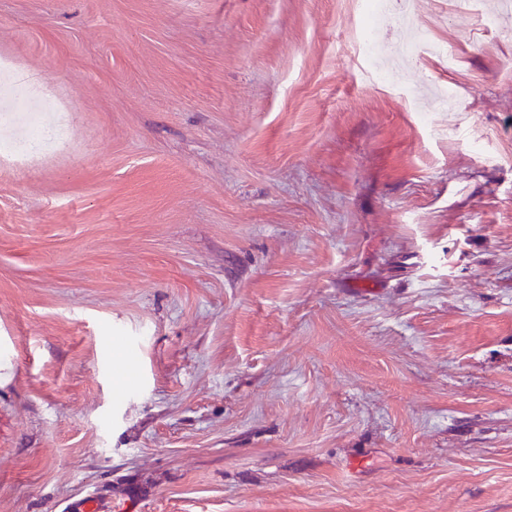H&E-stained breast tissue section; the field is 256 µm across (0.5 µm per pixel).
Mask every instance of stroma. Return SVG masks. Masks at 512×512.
<instances>
[{"label": "stroma", "instance_id": "stroma-1", "mask_svg": "<svg viewBox=\"0 0 512 512\" xmlns=\"http://www.w3.org/2000/svg\"><path fill=\"white\" fill-rule=\"evenodd\" d=\"M408 3L454 63L361 0H0L68 111L0 164V512H512V12ZM380 17H384L391 25L401 31L410 28V19L405 11L392 12L386 0H368L367 23L362 33V46L367 50L372 51L375 48L372 30Z\"/></svg>", "mask_w": 512, "mask_h": 512}]
</instances>
